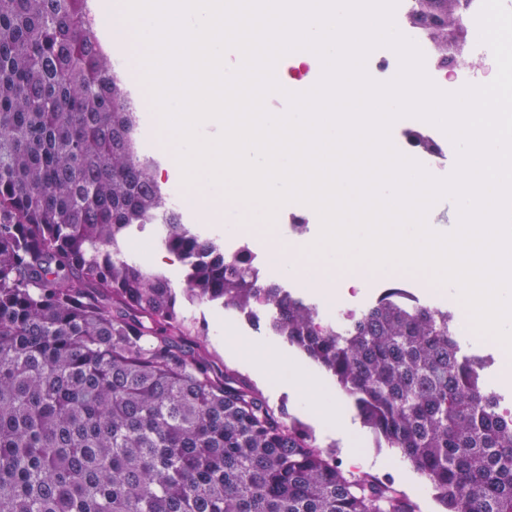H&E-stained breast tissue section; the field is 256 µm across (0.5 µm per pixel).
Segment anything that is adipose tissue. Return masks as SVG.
I'll list each match as a JSON object with an SVG mask.
<instances>
[{"instance_id": "ef3b65f1", "label": "adipose tissue", "mask_w": 512, "mask_h": 512, "mask_svg": "<svg viewBox=\"0 0 512 512\" xmlns=\"http://www.w3.org/2000/svg\"><path fill=\"white\" fill-rule=\"evenodd\" d=\"M224 349L268 381L288 385L298 407L309 412L319 423L341 431L349 430L350 424L340 397L314 368L284 356L273 341L253 346L228 335L224 338Z\"/></svg>"}]
</instances>
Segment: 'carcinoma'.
<instances>
[{
	"label": "carcinoma",
	"mask_w": 512,
	"mask_h": 512,
	"mask_svg": "<svg viewBox=\"0 0 512 512\" xmlns=\"http://www.w3.org/2000/svg\"><path fill=\"white\" fill-rule=\"evenodd\" d=\"M456 0H416L444 49ZM90 0H0V512H418L219 364L208 304L327 372L442 512H512V411L392 281L338 323L169 208ZM165 222L155 223L158 215ZM150 230L169 272L125 248Z\"/></svg>",
	"instance_id": "1"
}]
</instances>
